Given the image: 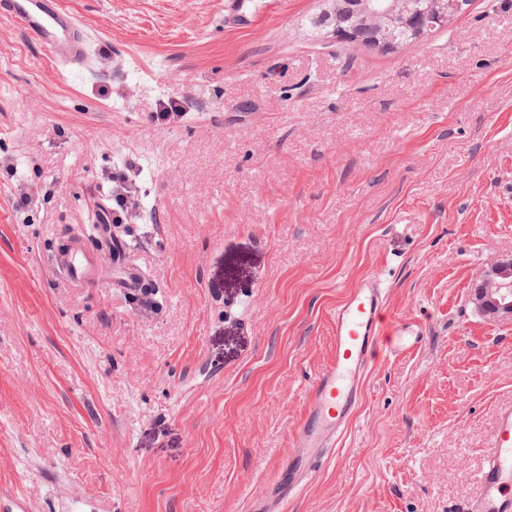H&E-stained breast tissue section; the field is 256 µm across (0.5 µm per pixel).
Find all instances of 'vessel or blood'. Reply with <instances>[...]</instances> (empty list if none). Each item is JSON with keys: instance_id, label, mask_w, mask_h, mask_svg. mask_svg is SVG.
<instances>
[{"instance_id": "vessel-or-blood-1", "label": "vessel or blood", "mask_w": 512, "mask_h": 512, "mask_svg": "<svg viewBox=\"0 0 512 512\" xmlns=\"http://www.w3.org/2000/svg\"><path fill=\"white\" fill-rule=\"evenodd\" d=\"M0 15L11 18L23 33L55 61L79 72L88 58V35L78 17L60 0H0ZM126 249L110 225L92 231L71 229L52 254L57 277L70 287L99 285L106 261H113L112 287L136 292L144 272L126 263ZM389 337L392 353L419 346L423 331L387 315V290L376 275L360 279L332 315L333 357L312 381L306 412L294 431L293 448L272 486L255 496L252 512H285L293 493L309 484L348 427L360 402L364 377L373 364L379 340ZM494 452L481 477L480 491L464 512H512V404L500 407L492 435Z\"/></svg>"}]
</instances>
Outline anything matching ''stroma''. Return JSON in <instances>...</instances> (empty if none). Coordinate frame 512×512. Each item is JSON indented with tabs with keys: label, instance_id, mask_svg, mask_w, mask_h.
Wrapping results in <instances>:
<instances>
[{
	"label": "stroma",
	"instance_id": "stroma-1",
	"mask_svg": "<svg viewBox=\"0 0 512 512\" xmlns=\"http://www.w3.org/2000/svg\"><path fill=\"white\" fill-rule=\"evenodd\" d=\"M63 70L0 18V492L33 512H250L331 317L379 274L425 344L379 353L290 512H454L512 401V318L469 301L512 255V0L387 53L309 36L327 0H61ZM184 116L149 118L160 100ZM124 170L147 288L82 291L55 244ZM38 195L19 207L20 190Z\"/></svg>",
	"mask_w": 512,
	"mask_h": 512
}]
</instances>
